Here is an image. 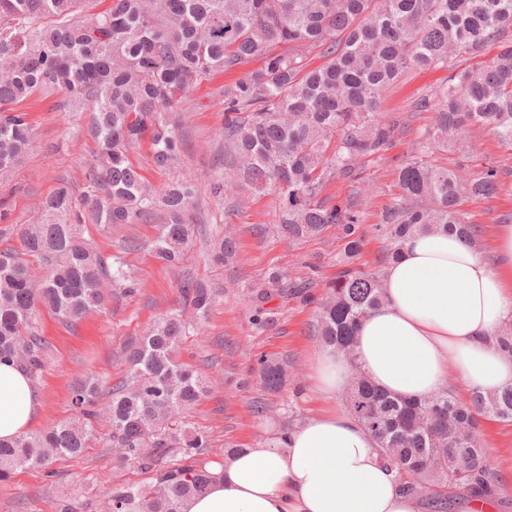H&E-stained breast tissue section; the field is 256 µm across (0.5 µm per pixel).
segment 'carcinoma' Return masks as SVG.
<instances>
[{"mask_svg":"<svg viewBox=\"0 0 512 512\" xmlns=\"http://www.w3.org/2000/svg\"><path fill=\"white\" fill-rule=\"evenodd\" d=\"M81 0H0V176L19 165L33 146L28 113L15 107L35 93L64 92L59 108L89 112L86 133L98 146L75 198L61 184L42 214L21 230L22 251H0V358L20 363L36 379L44 343L40 310L66 323L101 306L108 288L134 292L124 263L85 239V219L98 226L135 224L157 210L149 247L166 266L179 264L197 228L188 220L196 196L193 176L170 180L160 191L146 183L128 148L150 136L154 165L174 166L181 142L171 112L215 71H230L256 57L262 65L224 88V155L230 163L213 194L231 200L241 184L271 186L279 198V224H254L251 233L275 232L291 242L333 228L343 243L342 269L326 284L312 335L336 348L353 368L344 408L376 439V452L400 489L434 512L490 498L495 489L479 419L512 422V387L468 402L448 389L405 400L376 387L359 370L354 342L360 322L383 303L380 275L356 265L365 234L358 200L373 185L363 176L367 158H382L405 123L380 115L383 93L411 67L446 68L455 57L479 56L490 43L499 52L473 70L414 103L434 112L418 154L399 165L401 193L374 231L389 241L385 263L401 257L417 232L442 229L466 240L478 233L461 210L464 198L500 187L494 166L467 176L431 163L473 126L493 129L512 150V0H111L94 17ZM286 44L288 53L275 51ZM322 48L327 61L308 69L306 50ZM334 178L350 183L349 202L328 206L319 198ZM237 239L214 238L211 260L233 264ZM48 266L32 275L26 257ZM312 278L292 279L271 270L252 283L249 312L259 331L280 318L268 303L288 291L303 296ZM179 307L154 321L126 351V379L99 407L98 378L87 374L73 389L75 413L41 433L0 440V482L18 469L48 470L60 456H78L98 439L107 418L115 462H132L148 481L91 488L100 512H183L208 487L214 448L191 426L189 411L209 392L200 373L178 361L177 350L208 316L216 290L185 279ZM263 390L288 385L287 360L258 358Z\"/></svg>","mask_w":512,"mask_h":512,"instance_id":"cac0c4a2","label":"carcinoma"}]
</instances>
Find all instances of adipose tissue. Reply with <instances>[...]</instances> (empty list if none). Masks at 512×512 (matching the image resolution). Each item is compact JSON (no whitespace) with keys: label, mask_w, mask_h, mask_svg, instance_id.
Wrapping results in <instances>:
<instances>
[{"label":"adipose tissue","mask_w":512,"mask_h":512,"mask_svg":"<svg viewBox=\"0 0 512 512\" xmlns=\"http://www.w3.org/2000/svg\"><path fill=\"white\" fill-rule=\"evenodd\" d=\"M383 304L359 325L356 356L383 391L419 399L458 379L467 394L512 386V358L492 338L512 327V220L494 225L486 246L445 231L408 238L382 272ZM349 364L321 347L316 392L329 408L209 464L213 481L184 512H419L402 494L377 443L336 399L351 382ZM39 409L34 386L13 360L0 359V439L29 430Z\"/></svg>","instance_id":"1"}]
</instances>
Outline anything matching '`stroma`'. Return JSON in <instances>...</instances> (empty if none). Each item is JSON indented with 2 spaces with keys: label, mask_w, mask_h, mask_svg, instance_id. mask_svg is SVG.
<instances>
[{
  "label": "stroma",
  "mask_w": 512,
  "mask_h": 512,
  "mask_svg": "<svg viewBox=\"0 0 512 512\" xmlns=\"http://www.w3.org/2000/svg\"><path fill=\"white\" fill-rule=\"evenodd\" d=\"M476 59L463 55L447 68H413L384 96L383 113H399L408 128L394 141L384 159L365 165V175L374 192L359 207L365 245L359 263L364 269L376 267L386 243L373 230L386 207L399 193L397 165L416 154L421 135L432 124V113L417 112L414 102L435 93L456 73L476 66ZM258 60H247L236 72H217L190 91L175 113L177 133L182 141L181 168L196 179L197 197L191 211L192 223L205 225L208 237H195L178 266L167 267L147 249V242L164 223L163 213L140 224H115L100 228L90 224L84 235L105 256L121 257L137 283L134 295L107 296L104 304L90 311L74 325L62 323L48 311H41L38 331L45 341V367L35 382L41 408L31 429L41 432L71 416L72 386L84 373L95 374L104 388H111L123 376L125 349L143 336L150 324L173 308L179 298L178 285L184 277L219 289L216 304L197 335L189 337L181 352L186 363L198 368L211 381L208 397L190 413L189 420L208 433L213 447L231 443L249 448L269 436L272 427L253 416L251 398L259 396L258 384L245 391L225 385L226 377L248 376L260 356L287 357L289 372L299 389L270 396L273 414H287L297 423L314 417L327 406L326 398L313 392L309 361L320 343L310 333L315 301L323 285L339 270L336 259L342 250L335 231L320 238L291 244L271 235L257 240L249 228L278 221L279 201L270 189L243 188L233 201L216 197L212 183L224 171V88L239 76L256 69ZM61 93L33 95L19 102L30 115L35 149L10 176L0 181V250L20 249V225L37 218L43 204L60 186L68 183L74 195L85 189V172L96 146L83 132L88 117L82 112H64L58 107ZM439 164L462 166L472 172L494 165L512 172V150L501 144L489 128L467 132L458 149L440 154ZM462 210L470 223L483 227L512 217V175L491 195L465 201ZM236 231L239 248L234 270L213 265L209 258V236ZM318 266L319 277L307 298L291 297L281 303L283 312L277 326L255 332L245 305L247 287L266 271L280 269L289 277L306 276L309 266ZM479 437L491 451L496 476L494 512H512V422L482 419ZM58 485L48 494V479L39 469L16 471L10 481L0 483V512H57L58 496H75L86 485L110 480H143L133 466L118 467L110 443L98 441L83 455L57 458L53 464Z\"/></svg>",
  "instance_id": "obj_1"
}]
</instances>
